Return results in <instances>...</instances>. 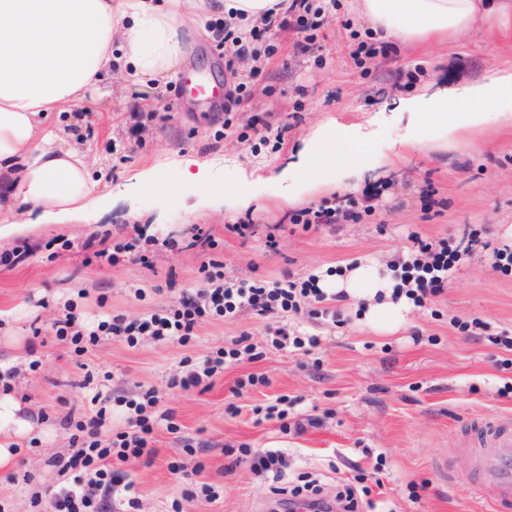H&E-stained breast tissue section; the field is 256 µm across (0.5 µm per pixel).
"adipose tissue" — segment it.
Wrapping results in <instances>:
<instances>
[{"label":"adipose tissue","instance_id":"adipose-tissue-1","mask_svg":"<svg viewBox=\"0 0 512 512\" xmlns=\"http://www.w3.org/2000/svg\"><path fill=\"white\" fill-rule=\"evenodd\" d=\"M279 0H0V226L11 227L19 206L50 220L73 219L93 202L86 155L76 134L50 121L82 107L86 94L113 65L152 82L173 73L184 57L187 26L206 30L213 18L247 27L262 21ZM373 31L406 45L472 31L512 30V0H360ZM512 102V66L492 67L470 84L427 97L406 98L417 117L413 142L425 144L430 127L449 138L486 125ZM367 141L336 127L314 134L302 165L314 184L352 173ZM321 287L363 304L374 331L390 333L406 321L410 302L394 298L378 265L363 262ZM11 394L0 395V471L14 467L20 438L32 423Z\"/></svg>","mask_w":512,"mask_h":512}]
</instances>
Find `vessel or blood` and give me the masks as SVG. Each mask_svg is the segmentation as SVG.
Wrapping results in <instances>:
<instances>
[{
  "mask_svg": "<svg viewBox=\"0 0 512 512\" xmlns=\"http://www.w3.org/2000/svg\"><path fill=\"white\" fill-rule=\"evenodd\" d=\"M176 93L212 107L221 103L220 86H212L188 74ZM466 448L474 458L475 474L469 484L492 512H512V429L487 418L471 422L463 432Z\"/></svg>",
  "mask_w": 512,
  "mask_h": 512,
  "instance_id": "1",
  "label": "vessel or blood"
}]
</instances>
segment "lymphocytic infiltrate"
<instances>
[{
	"mask_svg": "<svg viewBox=\"0 0 512 512\" xmlns=\"http://www.w3.org/2000/svg\"><path fill=\"white\" fill-rule=\"evenodd\" d=\"M326 20L324 8H312L309 0H291L286 16L266 19L264 26L294 30L300 37L299 49L305 51L316 40L317 32ZM223 31L225 70L229 77L224 95V130L232 133L236 130L233 108L251 96L253 87L251 77L240 75L234 61L249 54L258 33L254 30L238 33L230 22L225 23ZM372 209L369 200L358 201L348 197L293 211L289 213L288 221L302 225L306 230L321 225L335 228L360 221L363 214ZM460 257L459 251L448 249L445 243H419L416 254L401 264L405 296L415 306H423L426 298L443 290L449 272ZM199 272L203 288L193 294L183 293L175 305L151 310L132 320L118 314L100 321L96 330L88 332L78 322L75 304L68 301L51 329L57 336L69 338L78 353L95 344L101 334L117 337L131 347L143 337L157 343L185 345L193 339L199 324L209 318L230 321L236 319L241 311L249 310L275 319L288 312L301 313L306 302L320 303L328 298L314 276L302 282L237 281L226 277L223 261L215 259L202 263ZM254 353L248 333H241L232 347L218 349L215 355L189 370L178 384L185 389L208 386L210 379L223 370L225 364ZM117 402L127 408L126 428L107 440L102 437L105 408L93 410L80 419L64 416L63 423L71 431L73 452L57 459L56 465L64 474L80 470L84 478L80 486L61 489L55 501L56 512H106L113 497L127 496L132 490L131 483L125 482L119 471L111 469V462L141 460L152 463L157 455L154 433L158 425H165L172 433L179 430L173 416L160 411L159 398L152 388L142 390L139 399L128 400L121 396Z\"/></svg>",
	"mask_w": 512,
	"mask_h": 512,
	"instance_id": "lymphocytic-infiltrate-1",
	"label": "lymphocytic infiltrate"
}]
</instances>
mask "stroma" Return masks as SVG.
<instances>
[{
  "label": "stroma",
  "mask_w": 512,
  "mask_h": 512,
  "mask_svg": "<svg viewBox=\"0 0 512 512\" xmlns=\"http://www.w3.org/2000/svg\"><path fill=\"white\" fill-rule=\"evenodd\" d=\"M370 31L352 0H339L335 21L318 30L311 50H297L298 36L287 30L271 41L274 56H267L271 42L263 38L252 42L251 56L236 61V70L255 80L235 121L244 130L269 122L282 127L284 145L276 152L223 135V113L176 96L172 84L157 89L117 69L105 79V93L89 92L84 108L62 114L89 157L97 203L69 224L27 215L0 237V254L24 243L34 250L16 265L0 266V367L14 370L12 395L45 428L25 440L12 470L0 472V512H55L57 491L74 480L52 464L71 451L63 417L84 416L90 407L84 380L105 375L109 396L131 399L153 388L160 410L180 427L175 434L156 428L152 463L121 464L137 499L124 512H162L175 500L183 512H272V487L313 479L332 487L356 475L370 491L365 512H488L467 483L472 458L460 430L491 415L512 424V391H503L512 388V370L499 366L508 352L492 341L497 334L512 337V274L493 267V253L505 248L512 228V123L494 121L453 142L435 127L416 149L412 120L399 102L512 65V35L464 34L354 62L356 39ZM179 70L223 80L224 52L187 27ZM133 112L148 115L134 137L127 132ZM324 124L373 131L360 169L341 183L306 184L289 195L288 176ZM183 156L209 164L206 183L178 181L171 195L153 188L146 171ZM369 194L371 215L335 232L323 226L305 232L287 220L304 207ZM244 221L252 229L243 238L231 227ZM469 232L477 241L444 290L412 308L392 334L363 325L347 301L339 303L336 320L317 302L288 315L290 328L320 337L307 353L274 346L268 319L250 311L233 321L202 322L185 346L144 340L131 347L103 336L81 356L50 330L69 299L90 329L112 315L134 319L177 303L182 290L201 285L205 255L198 242L208 236L218 242L226 276L276 281L333 274L364 259L388 267L413 251L415 239L453 248ZM137 233L145 245L122 251ZM93 234L118 248L117 263L87 257L81 245ZM166 239L175 247H163ZM138 288L144 298L135 297ZM475 318L488 323L487 335L460 330V322ZM244 331L259 359L227 364L204 391L175 385L186 362L204 360ZM251 374L265 376V384L236 389V380ZM281 395L294 400L289 420L310 419L304 433L265 419L262 407ZM242 444L279 452V474L255 471L248 460L233 463L229 451ZM176 463L182 471H173ZM441 464L449 479L440 477ZM205 484L217 488L216 500L200 495Z\"/></svg>",
  "instance_id": "obj_1"
}]
</instances>
